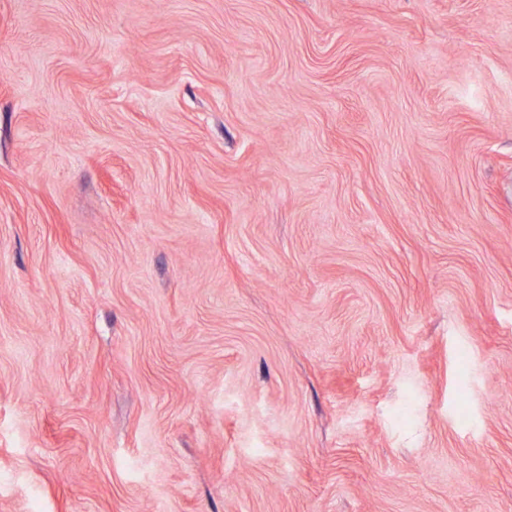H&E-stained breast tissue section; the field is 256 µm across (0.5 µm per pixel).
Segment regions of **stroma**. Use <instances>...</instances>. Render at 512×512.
<instances>
[{"label": "stroma", "mask_w": 512, "mask_h": 512, "mask_svg": "<svg viewBox=\"0 0 512 512\" xmlns=\"http://www.w3.org/2000/svg\"><path fill=\"white\" fill-rule=\"evenodd\" d=\"M0 512H512V0H0Z\"/></svg>", "instance_id": "stroma-1"}]
</instances>
